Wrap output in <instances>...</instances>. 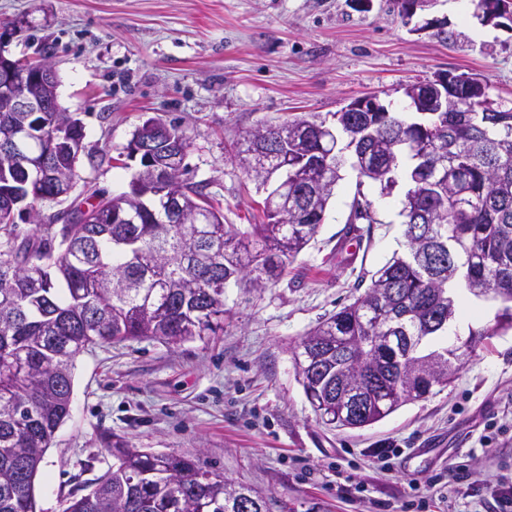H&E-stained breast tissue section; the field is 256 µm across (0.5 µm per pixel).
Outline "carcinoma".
<instances>
[{
  "label": "carcinoma",
  "instance_id": "cac0c4a2",
  "mask_svg": "<svg viewBox=\"0 0 512 512\" xmlns=\"http://www.w3.org/2000/svg\"><path fill=\"white\" fill-rule=\"evenodd\" d=\"M472 85L459 112H337L336 137L294 133L272 144L271 162L288 164V194L266 190L260 224L242 230L224 223L207 202L205 184L171 182L139 159V188L117 196L94 191L96 201L48 217L44 236L16 244L15 213L33 217L37 204L64 192L59 176L75 182L84 153V127L72 113L0 112V512H36L34 480L57 429L69 416L77 356L99 343L151 339L177 345L224 331V288H261L279 279L318 233L333 196L314 164L345 156L359 182L349 223H372L364 184L389 194L397 178L410 184L400 215L408 253L394 256L371 276L353 303L320 321L299 343L294 362L314 411L330 423L363 428L422 396L415 389L431 371L450 384L462 354L423 345L448 331L464 282L480 298L501 294L495 324L470 331L465 351L512 329V112H470L488 104L487 84ZM171 131L165 167L187 171V132ZM55 142L42 160L32 144ZM353 147L349 154L343 150ZM251 140L243 136L229 161L250 173ZM195 224L171 223L170 211ZM62 222L60 228L55 223ZM418 336L397 355L376 336ZM365 384V415L338 400L340 386ZM390 389L381 401L370 385ZM112 465L92 495H71L62 512H239L232 485L252 497V512H270V500L244 483L206 469L200 460L153 453L118 438L108 448Z\"/></svg>",
  "mask_w": 512,
  "mask_h": 512
}]
</instances>
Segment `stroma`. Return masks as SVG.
Returning a JSON list of instances; mask_svg holds the SVG:
<instances>
[{"label": "stroma", "mask_w": 512, "mask_h": 512, "mask_svg": "<svg viewBox=\"0 0 512 512\" xmlns=\"http://www.w3.org/2000/svg\"><path fill=\"white\" fill-rule=\"evenodd\" d=\"M476 13L474 0H438L425 16L454 32L443 43L405 27L391 0H0V22L23 23L11 53L49 51L58 101L84 124L73 198L127 191L124 148L159 117L187 131L188 178L242 229L258 223L263 196L225 150L260 122L315 115L331 125L370 93L398 112L405 85L444 73L481 75L512 108V23ZM356 181L345 171L280 280L226 288L223 335L99 343L77 357L70 415L35 479L39 512L88 493L116 436L199 458L267 496L271 512H448L437 489L449 469L477 488L488 473L512 476V329L469 354L448 388L373 425L338 428L310 405L296 346L406 251L398 196L366 188L373 221L349 223Z\"/></svg>", "instance_id": "obj_1"}]
</instances>
